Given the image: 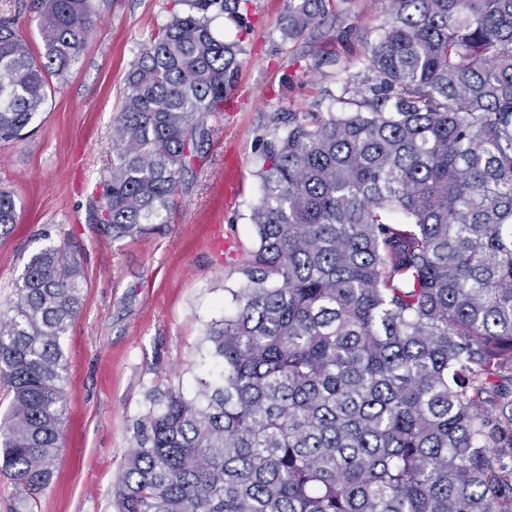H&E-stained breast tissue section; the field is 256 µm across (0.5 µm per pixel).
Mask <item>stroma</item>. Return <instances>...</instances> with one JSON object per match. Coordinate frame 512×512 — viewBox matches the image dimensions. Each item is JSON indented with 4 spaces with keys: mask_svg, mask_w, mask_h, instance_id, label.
Masks as SVG:
<instances>
[{
    "mask_svg": "<svg viewBox=\"0 0 512 512\" xmlns=\"http://www.w3.org/2000/svg\"><path fill=\"white\" fill-rule=\"evenodd\" d=\"M335 3L319 28L295 41L281 36L285 0H248L243 37L234 22H214L219 37L243 41L234 91L184 175L168 224L154 234L115 242L97 216L126 75L169 19L172 0H93L96 24L66 78L51 79L25 138L0 141V188L18 205L17 224L0 235V303L48 245H67L86 272L83 308L63 339V444L35 512H116L112 487L154 391L190 394L197 379L216 373L205 333L232 312L239 266L256 246L249 216L261 196L260 135L277 112L355 109L341 85L362 69L383 6ZM331 51L340 61L328 80L306 72ZM228 155L242 184L229 209Z\"/></svg>",
    "mask_w": 512,
    "mask_h": 512,
    "instance_id": "35a3bbf8",
    "label": "stroma"
}]
</instances>
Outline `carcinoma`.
<instances>
[{
	"label": "carcinoma",
	"mask_w": 512,
	"mask_h": 512,
	"mask_svg": "<svg viewBox=\"0 0 512 512\" xmlns=\"http://www.w3.org/2000/svg\"><path fill=\"white\" fill-rule=\"evenodd\" d=\"M246 0H174L112 122L102 224L165 223L224 114ZM353 112H278L261 136L256 247L218 375L159 391L113 487L118 512H512V0H384ZM333 0H286L282 37ZM43 52L0 16V141L23 138L92 31L91 0H32ZM0 190V234L17 223ZM80 259L48 245L0 312V469L34 512L61 448L63 337Z\"/></svg>",
	"instance_id": "carcinoma-1"
}]
</instances>
